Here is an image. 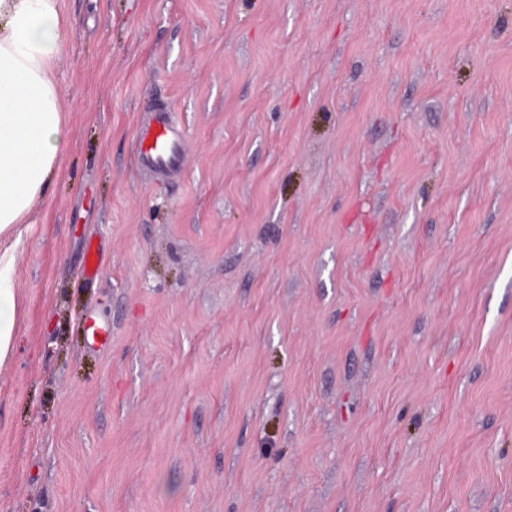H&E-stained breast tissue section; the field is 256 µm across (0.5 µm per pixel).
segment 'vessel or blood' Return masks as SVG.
Instances as JSON below:
<instances>
[{"mask_svg": "<svg viewBox=\"0 0 512 512\" xmlns=\"http://www.w3.org/2000/svg\"><path fill=\"white\" fill-rule=\"evenodd\" d=\"M136 152L140 165L156 175L169 176L179 172L183 157L182 143L166 110L156 109L152 119L140 125Z\"/></svg>", "mask_w": 512, "mask_h": 512, "instance_id": "obj_1", "label": "vessel or blood"}]
</instances>
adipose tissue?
I'll use <instances>...</instances> for the list:
<instances>
[{"label": "adipose tissue", "mask_w": 512, "mask_h": 512, "mask_svg": "<svg viewBox=\"0 0 512 512\" xmlns=\"http://www.w3.org/2000/svg\"><path fill=\"white\" fill-rule=\"evenodd\" d=\"M59 0H0V371L14 354L21 226L60 159Z\"/></svg>", "instance_id": "obj_1"}]
</instances>
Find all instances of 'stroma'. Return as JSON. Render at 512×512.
I'll list each match as a JSON object with an SVG mask.
<instances>
[{"label": "stroma", "mask_w": 512, "mask_h": 512, "mask_svg": "<svg viewBox=\"0 0 512 512\" xmlns=\"http://www.w3.org/2000/svg\"><path fill=\"white\" fill-rule=\"evenodd\" d=\"M60 4L0 512H512V0ZM152 119L140 125L136 152L140 165L156 175L170 176L180 171L183 150L178 130L168 112L154 108Z\"/></svg>", "instance_id": "35a3bbf8"}]
</instances>
